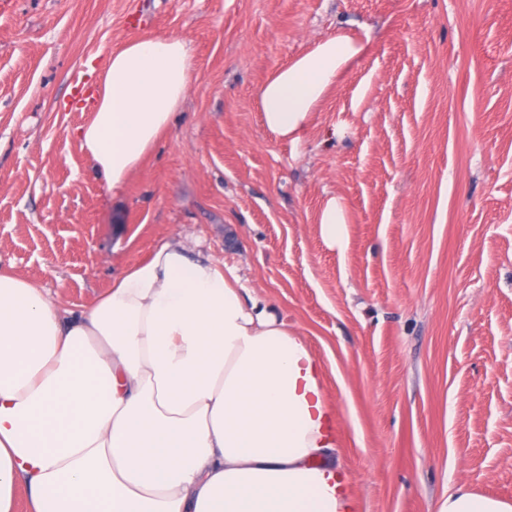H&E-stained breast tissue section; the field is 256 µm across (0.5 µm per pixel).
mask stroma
I'll return each mask as SVG.
<instances>
[{
    "label": "stroma",
    "mask_w": 512,
    "mask_h": 512,
    "mask_svg": "<svg viewBox=\"0 0 512 512\" xmlns=\"http://www.w3.org/2000/svg\"><path fill=\"white\" fill-rule=\"evenodd\" d=\"M339 34L360 57L276 137L259 87ZM157 36L186 43L189 92L112 190L66 103ZM176 235L322 364L354 512L512 500V0H0V267L80 309ZM322 236L331 247L336 244L343 246L346 242L345 236V208L340 198H328L319 214ZM512 501L477 494L458 484L439 503L437 512H511Z\"/></svg>",
    "instance_id": "obj_1"
}]
</instances>
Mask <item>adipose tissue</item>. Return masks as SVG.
<instances>
[{"instance_id": "obj_1", "label": "adipose tissue", "mask_w": 512, "mask_h": 512, "mask_svg": "<svg viewBox=\"0 0 512 512\" xmlns=\"http://www.w3.org/2000/svg\"><path fill=\"white\" fill-rule=\"evenodd\" d=\"M362 52L337 35L258 91L266 128L299 143ZM194 62L175 37L105 61L81 147L122 186L169 128ZM233 272L173 240L61 315L0 270V512H351L324 372ZM437 512H512L458 484Z\"/></svg>"}]
</instances>
